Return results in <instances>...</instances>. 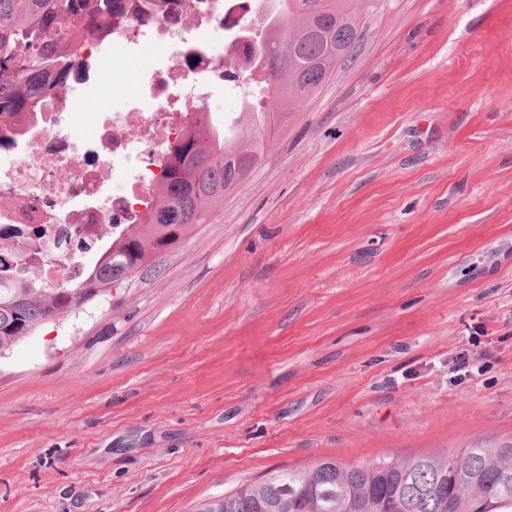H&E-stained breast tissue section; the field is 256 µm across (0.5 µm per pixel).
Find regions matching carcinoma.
Instances as JSON below:
<instances>
[{"label": "carcinoma", "mask_w": 512, "mask_h": 512, "mask_svg": "<svg viewBox=\"0 0 512 512\" xmlns=\"http://www.w3.org/2000/svg\"><path fill=\"white\" fill-rule=\"evenodd\" d=\"M172 0H0V124L16 113L35 118L44 95L80 64L90 35L112 17L149 22ZM250 39L249 67L266 71L255 100L245 99L238 134L224 135L201 112L170 150L152 206L97 258L80 281L50 288L6 268L0 248V349L32 334L55 312L132 277L163 249L180 244L261 161L272 133L301 112L331 78L336 61L358 44L369 0H274ZM196 512H512V441L452 454L345 464L325 458L280 469Z\"/></svg>", "instance_id": "carcinoma-1"}]
</instances>
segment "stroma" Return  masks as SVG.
Segmentation results:
<instances>
[{
	"mask_svg": "<svg viewBox=\"0 0 512 512\" xmlns=\"http://www.w3.org/2000/svg\"><path fill=\"white\" fill-rule=\"evenodd\" d=\"M512 441V0H376L208 223L0 358V512H195Z\"/></svg>",
	"mask_w": 512,
	"mask_h": 512,
	"instance_id": "35a3bbf8",
	"label": "stroma"
}]
</instances>
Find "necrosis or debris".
I'll return each instance as SVG.
<instances>
[{
	"instance_id": "1",
	"label": "necrosis or debris",
	"mask_w": 512,
	"mask_h": 512,
	"mask_svg": "<svg viewBox=\"0 0 512 512\" xmlns=\"http://www.w3.org/2000/svg\"><path fill=\"white\" fill-rule=\"evenodd\" d=\"M241 0H176L162 18L128 20L100 40H89L85 64L48 95L35 122L18 115L24 129L0 148V227L17 229L11 244L18 270L35 263L49 284L64 273L80 276L75 257L98 252L103 225L122 235L154 201L169 145L179 140L197 106L209 104L224 85V59H246L248 44L223 29L246 25ZM158 52L142 61L138 93L107 108H81L88 83L111 92L113 79L143 43ZM93 129L76 140V125ZM124 161L110 179L111 161Z\"/></svg>"
}]
</instances>
